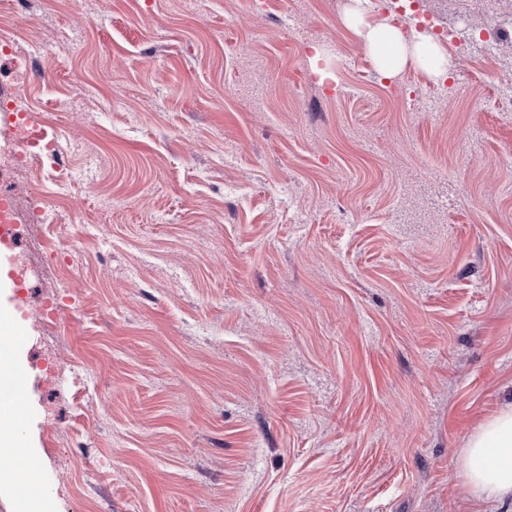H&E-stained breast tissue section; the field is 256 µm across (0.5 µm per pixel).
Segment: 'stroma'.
<instances>
[{"label": "stroma", "mask_w": 512, "mask_h": 512, "mask_svg": "<svg viewBox=\"0 0 512 512\" xmlns=\"http://www.w3.org/2000/svg\"><path fill=\"white\" fill-rule=\"evenodd\" d=\"M385 4L265 0L244 29L243 0H0L49 36L19 40L23 75L0 61V100L58 134L40 175L0 149V269L25 255L36 303L84 283L78 334L0 326L29 369L23 462L74 472L47 512H512L460 467L512 401V56L461 30L512 0H417L453 32L444 80L377 70ZM54 353L58 392L31 370Z\"/></svg>", "instance_id": "stroma-1"}]
</instances>
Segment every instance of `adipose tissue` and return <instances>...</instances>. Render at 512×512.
Masks as SVG:
<instances>
[{
    "label": "adipose tissue",
    "instance_id": "adipose-tissue-1",
    "mask_svg": "<svg viewBox=\"0 0 512 512\" xmlns=\"http://www.w3.org/2000/svg\"><path fill=\"white\" fill-rule=\"evenodd\" d=\"M365 38L385 75H395L410 58L425 63L434 77L450 72L448 60L428 34H418L408 45L396 30L377 27L369 29ZM463 475L474 499L501 502L512 497V403L504 404L471 435L464 450Z\"/></svg>",
    "mask_w": 512,
    "mask_h": 512
}]
</instances>
